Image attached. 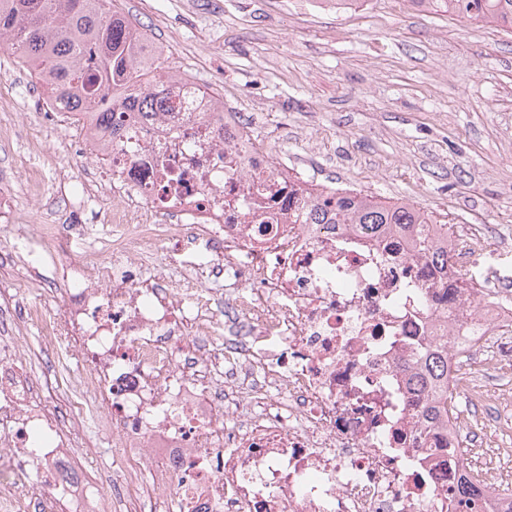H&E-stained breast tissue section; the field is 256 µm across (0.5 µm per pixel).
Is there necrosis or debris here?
Wrapping results in <instances>:
<instances>
[{
    "mask_svg": "<svg viewBox=\"0 0 512 512\" xmlns=\"http://www.w3.org/2000/svg\"><path fill=\"white\" fill-rule=\"evenodd\" d=\"M176 108L126 112L125 146L79 118L82 190L33 236L66 267L59 315L0 289V512H436L476 458L512 481V397L475 385L512 365V290L494 275L444 302L406 235L308 224L321 183L261 148L222 99L176 80ZM112 173L110 255L82 238ZM164 247L182 274L150 271ZM54 359L40 380L20 329ZM448 349V426L424 424L419 352ZM112 441L111 493L85 450Z\"/></svg>",
    "mask_w": 512,
    "mask_h": 512,
    "instance_id": "4bbe7bcc",
    "label": "necrosis or debris"
}]
</instances>
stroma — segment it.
Segmentation results:
<instances>
[{
  "instance_id": "1",
  "label": "stroma",
  "mask_w": 512,
  "mask_h": 512,
  "mask_svg": "<svg viewBox=\"0 0 512 512\" xmlns=\"http://www.w3.org/2000/svg\"><path fill=\"white\" fill-rule=\"evenodd\" d=\"M178 74L244 115L255 140L331 186L355 185L450 224L512 227V32L411 0H116ZM42 88L0 52V142L20 221L63 206L76 130L46 123ZM62 271L0 268V286L59 312Z\"/></svg>"
}]
</instances>
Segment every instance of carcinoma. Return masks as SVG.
<instances>
[{"instance_id":"obj_1","label":"carcinoma","mask_w":512,"mask_h":512,"mask_svg":"<svg viewBox=\"0 0 512 512\" xmlns=\"http://www.w3.org/2000/svg\"><path fill=\"white\" fill-rule=\"evenodd\" d=\"M432 9L512 30V0H411ZM0 50L19 59L41 86L54 90L65 112L97 110L109 116L128 107L142 114L169 107L175 75L165 66L162 48L129 19L112 9V0H0ZM311 224H358L374 235L383 226L415 231L413 248L433 265H448V236L437 233V217L414 206L388 203L369 194L336 192L308 212ZM417 386L430 398L428 417L448 421V351L435 348L423 357ZM488 493L477 480L454 489V512Z\"/></svg>"}]
</instances>
